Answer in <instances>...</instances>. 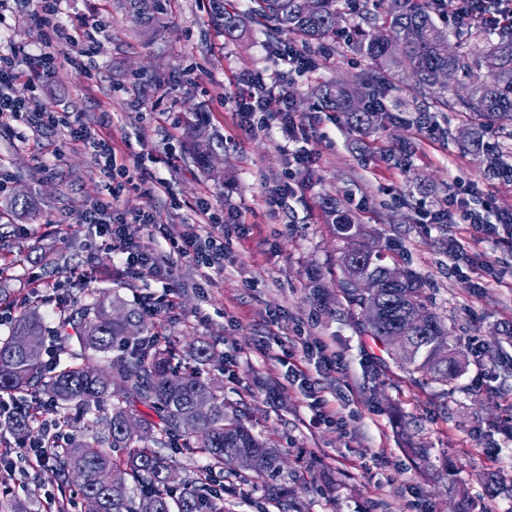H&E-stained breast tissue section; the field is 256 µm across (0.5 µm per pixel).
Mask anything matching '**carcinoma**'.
I'll return each mask as SVG.
<instances>
[{"instance_id":"cac0c4a2","label":"carcinoma","mask_w":512,"mask_h":512,"mask_svg":"<svg viewBox=\"0 0 512 512\" xmlns=\"http://www.w3.org/2000/svg\"><path fill=\"white\" fill-rule=\"evenodd\" d=\"M167 2L125 0V6L139 27L150 28L160 22ZM210 2L227 39L238 36L248 17L266 27L269 38L287 33L307 48L336 38L340 22L348 23L346 49L363 57L370 71L355 91L335 82L319 86L323 108L341 113L349 131L362 139L384 128L389 109L376 101L392 91L387 71L401 55L407 60L404 80L422 98L415 121L433 118L434 111L467 116L466 149L486 157L488 180L512 182V146L506 143L512 139V23L493 31L479 22L460 28L450 50L437 23L448 13L446 0H316L312 12L304 0H251L246 15L233 0ZM408 29L416 33L412 42L404 39ZM473 39L484 42L475 62L469 50ZM475 65L488 76L467 98H456L439 83L441 70L469 79ZM186 136L194 164L210 171L214 135L189 121ZM325 221L349 250L351 270L379 283L364 299L349 288L346 276L338 281L350 307L377 310L376 316L363 317L366 331L387 344L410 312L428 314L430 321L410 337L416 357L407 371L423 383L448 386L462 367L461 353L448 324L427 304L421 277L408 270L400 283L388 281L383 251L365 241L360 222L334 199L326 202ZM117 309L124 318L112 317ZM53 336L68 355L53 367L41 359L46 328L37 309L21 313L0 338V358L9 360L0 370V399L10 405L0 427L22 446L33 429L46 430L48 407L59 409L54 423L72 436L56 457L52 476L64 490L71 473L82 471L84 512H226L224 498L209 488L226 468L243 485L263 481L281 512H301L294 489L280 478L278 449L254 432L241 404L224 398L223 384L203 376L201 366L216 357L214 345L193 343L187 365L173 364L172 351L151 331L140 306L112 291L61 315ZM202 398L210 411L200 418L195 407ZM140 405L155 416L141 413ZM173 446L204 455L203 478L181 488L169 484L171 464L158 449Z\"/></svg>"}]
</instances>
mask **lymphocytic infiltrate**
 <instances>
[{
  "label": "lymphocytic infiltrate",
  "instance_id": "obj_1",
  "mask_svg": "<svg viewBox=\"0 0 512 512\" xmlns=\"http://www.w3.org/2000/svg\"><path fill=\"white\" fill-rule=\"evenodd\" d=\"M62 0H37L28 21L39 39L38 53H29L22 44L0 49V128L22 123L46 132L63 131L66 140L79 144L93 158L100 177L118 185H130L143 194H153L159 181L144 160L130 161L118 153L107 134L112 122L102 113L99 132H91L81 119L66 120L51 107L30 113L26 109L29 91L36 83L49 80L60 64L65 47L71 43L69 27L61 17ZM81 223L91 225L103 245L116 250L126 272L134 277L155 276L165 271L166 264L150 253H143L123 242L116 224L134 222L155 226L151 213L135 211L114 213L112 204L82 209Z\"/></svg>",
  "mask_w": 512,
  "mask_h": 512
}]
</instances>
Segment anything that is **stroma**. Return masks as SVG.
Returning a JSON list of instances; mask_svg holds the SVG:
<instances>
[{
    "instance_id": "35a3bbf8",
    "label": "stroma",
    "mask_w": 512,
    "mask_h": 512,
    "mask_svg": "<svg viewBox=\"0 0 512 512\" xmlns=\"http://www.w3.org/2000/svg\"><path fill=\"white\" fill-rule=\"evenodd\" d=\"M123 0H64L65 23L98 14L110 27L91 60L73 55L40 85L36 103L82 115L95 126L110 113L108 134L125 156L150 151L152 169L166 191L126 192L122 208L152 212L171 234L198 240L223 238L224 274L206 279L193 261L172 257L166 278L129 277L115 253L95 247L81 224V205L108 199L90 156L59 133L20 125L0 130V294L6 301L39 304L54 326L59 304L42 302L44 284L82 302L93 289L118 287L127 300L157 298L155 321L178 349L214 342L219 363L211 377L226 397L246 408L256 432L280 448L284 470L295 476L305 512H512V343L497 328L512 323V247L467 224L434 223L448 195L491 214L512 212V183L489 182L479 158L463 150L462 115L443 112L427 124L395 123L359 150L341 116L315 108L314 91L326 82H354L366 62L341 44L313 47V67L284 69L279 57L293 39L269 40L251 24L233 40L213 20L208 0H170L161 27L135 28ZM255 80L259 95L288 90L293 124L270 113L244 122L233 102L239 79ZM204 122L224 143L217 176L192 162L186 123ZM311 150L314 167L297 165V147ZM171 164H163V157ZM291 184L286 208L270 200ZM38 202L36 211L12 208L15 195ZM358 215L399 267L426 282L430 305L457 336L464 364L441 388L420 385L397 367L384 346L368 336L337 288L339 243L325 224L327 198ZM208 202L224 209L217 230L188 219ZM460 250L449 253L451 241ZM92 279L78 281L73 268ZM319 275L325 296L310 288ZM321 336L341 361L340 372L316 369L302 354L304 341ZM499 344L500 358L478 351ZM318 379L338 422L316 420L289 364ZM13 448V480L0 493L49 512L44 493L55 490L48 474L28 465L26 449Z\"/></svg>"
}]
</instances>
